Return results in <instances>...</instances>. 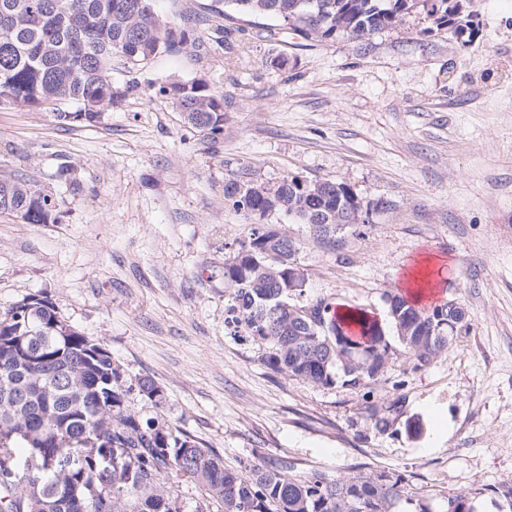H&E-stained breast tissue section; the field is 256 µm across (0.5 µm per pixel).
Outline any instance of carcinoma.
<instances>
[{
    "mask_svg": "<svg viewBox=\"0 0 512 512\" xmlns=\"http://www.w3.org/2000/svg\"><path fill=\"white\" fill-rule=\"evenodd\" d=\"M155 0H0V106L49 108L60 122H98L101 114L139 89L112 86V56L143 67L188 46L156 13ZM462 0H224L244 17L273 19L304 40L336 35L366 40L400 24L416 7L435 28L466 46L470 21ZM168 96L191 126L216 133L224 97L202 78L149 83ZM74 104L75 111L65 109ZM224 198L250 220L224 260L230 290L224 327L265 346L263 363L321 387L374 390L389 363L406 357L420 370L448 353L469 328L454 300L420 307L400 292L384 295L397 345L360 308L339 312L329 298L308 294L309 274L288 277L301 243L262 220L279 213L308 225L338 246L343 233L369 223L385 201L363 202L339 181L284 177L269 186L249 173L224 183ZM26 224L55 220L51 196L22 179L0 180V212ZM55 302L29 294L0 312V458L20 469H0V512H184L177 486L194 483V512H428L406 474L357 466L345 475L296 472L283 458L271 464L224 457L190 436H178L162 416L163 388L149 375H126L112 357L73 325H61ZM154 409L146 416L131 397ZM406 397L365 408L366 421L388 431ZM77 459L72 467L63 458ZM495 497L512 512V485L483 484L442 497L444 512H478Z\"/></svg>",
    "mask_w": 512,
    "mask_h": 512,
    "instance_id": "carcinoma-1",
    "label": "carcinoma"
}]
</instances>
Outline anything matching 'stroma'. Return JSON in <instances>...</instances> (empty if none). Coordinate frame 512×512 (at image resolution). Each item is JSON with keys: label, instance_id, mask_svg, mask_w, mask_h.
I'll use <instances>...</instances> for the list:
<instances>
[{"label": "stroma", "instance_id": "obj_1", "mask_svg": "<svg viewBox=\"0 0 512 512\" xmlns=\"http://www.w3.org/2000/svg\"><path fill=\"white\" fill-rule=\"evenodd\" d=\"M466 8L464 47L428 32L418 9L367 41L306 42L273 20L225 16L221 0H156L189 48L141 68L114 55L113 86L139 89L97 123L0 107V180L30 182L57 215L0 214V310L47 293L127 376L163 387L173 431L229 465L397 469L431 512L448 492L512 484V0ZM173 76L223 95L220 133L153 90ZM244 169L271 186L340 181L387 201L336 251L299 221L268 217L300 241L312 296L383 323L385 293L428 258L450 273L436 299L462 302L468 331L424 369L395 361L369 397L269 370L263 346L224 328V246L249 228L224 183ZM395 393L404 412L379 433L364 406Z\"/></svg>", "mask_w": 512, "mask_h": 512}]
</instances>
